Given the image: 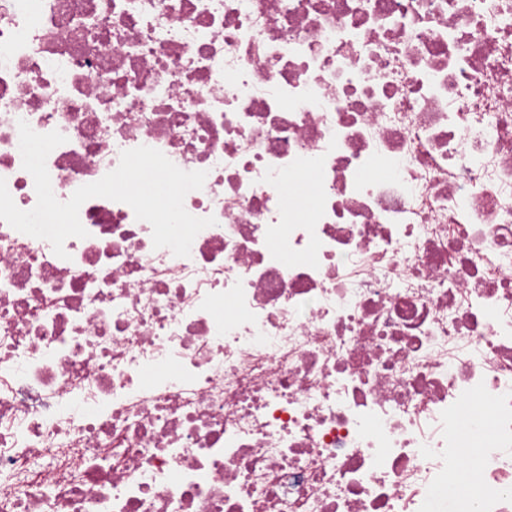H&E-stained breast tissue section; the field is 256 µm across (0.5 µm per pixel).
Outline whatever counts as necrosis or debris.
Here are the masks:
<instances>
[{"label":"necrosis or debris","instance_id":"4bbe7bcc","mask_svg":"<svg viewBox=\"0 0 512 512\" xmlns=\"http://www.w3.org/2000/svg\"><path fill=\"white\" fill-rule=\"evenodd\" d=\"M22 121L59 201L147 146L216 223L0 221V512H512V0H0L29 210Z\"/></svg>","mask_w":512,"mask_h":512}]
</instances>
